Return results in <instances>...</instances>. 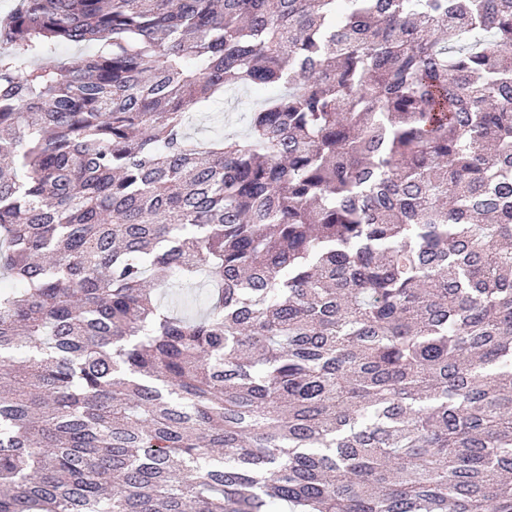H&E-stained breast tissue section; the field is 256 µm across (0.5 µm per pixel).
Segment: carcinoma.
<instances>
[{"label": "carcinoma", "instance_id": "obj_1", "mask_svg": "<svg viewBox=\"0 0 512 512\" xmlns=\"http://www.w3.org/2000/svg\"><path fill=\"white\" fill-rule=\"evenodd\" d=\"M285 504L512 512V0H16L0 512ZM264 94L257 91L239 94L232 98V104L228 107H235L234 112H230L233 125H225L224 112H211L205 116L195 118L189 127L190 135L197 141L204 142L232 129H239L244 124L245 111L252 108L256 100L260 99Z\"/></svg>", "mask_w": 512, "mask_h": 512}]
</instances>
